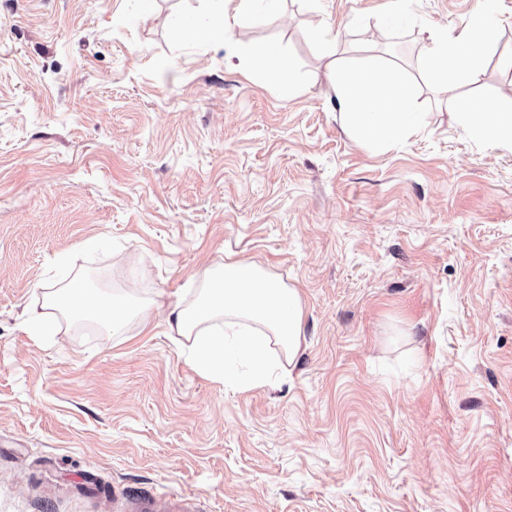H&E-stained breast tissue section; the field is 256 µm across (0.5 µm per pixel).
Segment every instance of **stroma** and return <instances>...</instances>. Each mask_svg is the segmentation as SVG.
Wrapping results in <instances>:
<instances>
[{"label": "stroma", "instance_id": "35a3bbf8", "mask_svg": "<svg viewBox=\"0 0 512 512\" xmlns=\"http://www.w3.org/2000/svg\"><path fill=\"white\" fill-rule=\"evenodd\" d=\"M476 0H0V512H512V0L472 84L424 70ZM272 43L256 65L247 47ZM405 75L416 133L359 138L334 79ZM298 289L277 387L205 377L161 315L27 324L62 272L192 298L227 256ZM222 4V9L219 12L215 25L206 30H198L192 27H181L180 29H189L183 32V37L194 40L214 39L218 36L224 35L225 29L230 25L238 23L240 19H251L253 21L259 19L258 12L255 9V2L257 0H238V5L235 7L234 14L230 17L224 11V1L216 0ZM459 125L472 137L493 140L512 149V109L502 110L485 105L458 112ZM128 512H190L179 501L159 502L150 497H142L133 502Z\"/></svg>", "mask_w": 512, "mask_h": 512}]
</instances>
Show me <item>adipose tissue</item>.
<instances>
[{
  "mask_svg": "<svg viewBox=\"0 0 512 512\" xmlns=\"http://www.w3.org/2000/svg\"><path fill=\"white\" fill-rule=\"evenodd\" d=\"M496 38L484 11L476 10L455 37L436 34L422 64L453 73L456 83L470 82L482 72L486 50ZM334 91L346 108L347 124L365 139L417 127L410 87L400 75L385 74L383 64L351 71ZM457 121L472 137L512 149V109L478 106L458 113ZM42 298L43 310L32 324L46 334L57 332L63 321H90L119 336L131 320H147L156 304L133 288L112 292L87 287L80 275L43 286ZM166 326L169 335L186 340L187 360L197 371L226 380L231 375L226 354L232 351L251 367L244 387H262L280 362H294L301 352L302 302L297 288L261 264L229 257L204 272L191 303H170Z\"/></svg>",
  "mask_w": 512,
  "mask_h": 512,
  "instance_id": "adipose-tissue-1",
  "label": "adipose tissue"
}]
</instances>
